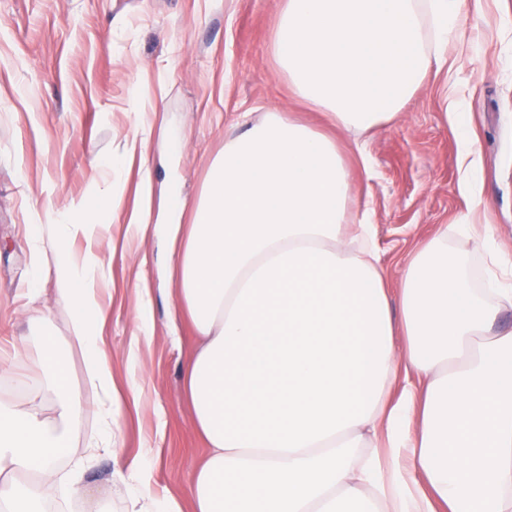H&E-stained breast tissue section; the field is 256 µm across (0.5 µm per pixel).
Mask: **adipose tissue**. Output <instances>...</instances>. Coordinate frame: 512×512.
I'll return each instance as SVG.
<instances>
[{
    "label": "adipose tissue",
    "mask_w": 512,
    "mask_h": 512,
    "mask_svg": "<svg viewBox=\"0 0 512 512\" xmlns=\"http://www.w3.org/2000/svg\"><path fill=\"white\" fill-rule=\"evenodd\" d=\"M462 0H280L273 55L288 85L336 127L397 118L444 58ZM336 140L276 108L224 139L192 223L163 225L165 280L197 336L185 369L190 425L205 453L187 499L131 512H512V257L478 236L486 287L440 232L410 255L390 297L369 215L354 218ZM68 204L49 226L55 302L70 314L101 392L103 443L120 406L101 334L100 259L69 249L111 209ZM40 365L60 390L49 421L0 402V512H41L78 411L66 361L45 337Z\"/></svg>",
    "instance_id": "obj_1"
}]
</instances>
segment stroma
<instances>
[{
	"label": "stroma",
	"mask_w": 512,
	"mask_h": 512,
	"mask_svg": "<svg viewBox=\"0 0 512 512\" xmlns=\"http://www.w3.org/2000/svg\"><path fill=\"white\" fill-rule=\"evenodd\" d=\"M278 10V0H0V399L56 416L38 366L47 328L68 351V386L82 401L56 468L63 475L83 462L86 494L47 487L49 512H129L132 468L145 466L153 491L175 494L204 454L182 380L196 338L188 319L171 320L160 292L167 243L156 232L140 237L128 220L146 176L155 187L154 221L165 220L173 201L197 199L224 152L225 131L285 107L335 137L357 203L373 212L390 293L409 254L445 225L449 252L467 260L472 277L485 275L489 258L456 223L492 225L499 248L512 253V0H464L444 50L447 71L430 73L397 119L366 134L336 128L290 91L272 54ZM449 99L469 120L478 161L472 196L461 189ZM135 139L146 141V156H126ZM357 142L370 170L352 150ZM107 164L114 167L108 184L98 177ZM99 190L114 199L99 250L107 274L98 293L110 311L102 334L116 388L141 392L114 411L108 448L97 445L100 396L87 383L70 315L54 303V277H32L35 262L51 270L56 257L37 252L28 231L47 222L49 209L93 202ZM145 253L154 259L147 270L139 264ZM145 274L155 292L141 332L134 284ZM33 286L42 298L27 313ZM19 336L28 353L15 361Z\"/></svg>",
	"instance_id": "1"
}]
</instances>
